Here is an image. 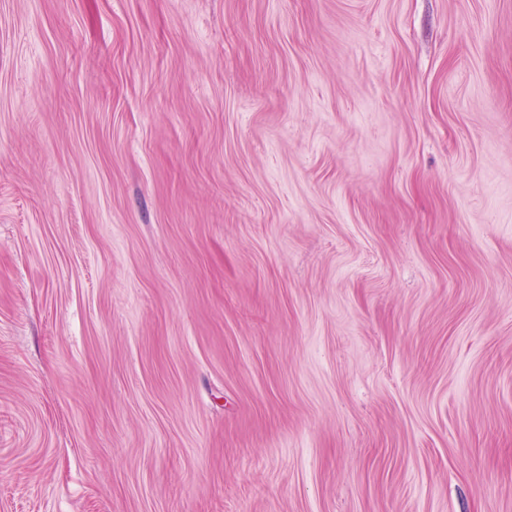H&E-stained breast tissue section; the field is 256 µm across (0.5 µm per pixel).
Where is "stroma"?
Returning <instances> with one entry per match:
<instances>
[{"mask_svg": "<svg viewBox=\"0 0 512 512\" xmlns=\"http://www.w3.org/2000/svg\"><path fill=\"white\" fill-rule=\"evenodd\" d=\"M0 512H512V0H0Z\"/></svg>", "mask_w": 512, "mask_h": 512, "instance_id": "35a3bbf8", "label": "stroma"}]
</instances>
